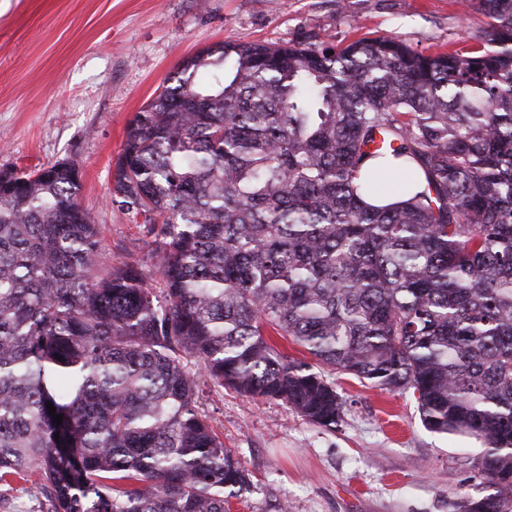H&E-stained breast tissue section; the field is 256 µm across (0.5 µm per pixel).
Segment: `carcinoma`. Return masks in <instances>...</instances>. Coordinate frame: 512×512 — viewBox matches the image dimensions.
Here are the masks:
<instances>
[{"mask_svg": "<svg viewBox=\"0 0 512 512\" xmlns=\"http://www.w3.org/2000/svg\"><path fill=\"white\" fill-rule=\"evenodd\" d=\"M479 6L468 55L378 36L182 63L112 173L152 269L102 262L75 162L1 168L0 482L37 474L48 512H227L251 480L199 375L330 427L339 371L481 441L457 512H512V0Z\"/></svg>", "mask_w": 512, "mask_h": 512, "instance_id": "carcinoma-1", "label": "carcinoma"}]
</instances>
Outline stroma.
<instances>
[{"mask_svg": "<svg viewBox=\"0 0 512 512\" xmlns=\"http://www.w3.org/2000/svg\"><path fill=\"white\" fill-rule=\"evenodd\" d=\"M485 25L478 0H0V168L76 162L106 261L151 266L135 218L109 200L112 169L128 121L181 62L235 40L390 35L464 51ZM333 380L345 407L327 428L200 378L212 428L251 477L230 512H456L476 495L480 441L428 430L411 392Z\"/></svg>", "mask_w": 512, "mask_h": 512, "instance_id": "obj_1", "label": "stroma"}]
</instances>
